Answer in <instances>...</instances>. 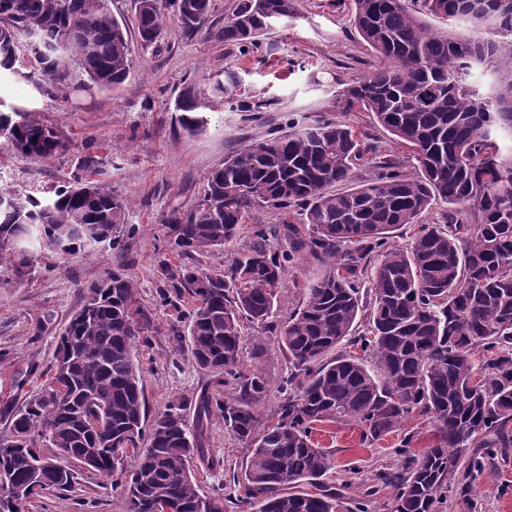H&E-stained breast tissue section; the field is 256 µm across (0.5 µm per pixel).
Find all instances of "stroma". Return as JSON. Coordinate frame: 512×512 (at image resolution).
<instances>
[{"mask_svg":"<svg viewBox=\"0 0 512 512\" xmlns=\"http://www.w3.org/2000/svg\"><path fill=\"white\" fill-rule=\"evenodd\" d=\"M296 13L260 44L242 52L239 46L200 33L184 35L168 24L161 41L136 53L123 84L111 90L53 97L45 86L5 73L0 75V103L27 111L43 124L59 128L66 150L52 158H36L0 148V192L46 199L51 188L77 174L80 161L92 154L100 161L101 178L130 199L120 246L63 263L38 245H30L33 278L18 282L7 263H0V439L10 434L12 409L38 393L54 360L57 339L80 309L83 291L108 273L120 270L135 283L138 321L144 331L137 360L149 415L179 399L194 401L216 388L213 373L196 367L187 352L177 351L175 332H186L189 298L163 303L158 273L170 260L167 210L190 208L205 175L239 147L287 132L289 123L339 121L364 132L371 150L352 171L353 184L373 177L384 160L412 173L415 161L397 146L360 108L347 109L345 89L368 77L377 59L354 25L352 0H294ZM233 75L230 94L213 96L203 131H183L174 112L175 99L188 85L212 86ZM322 264L302 258L289 264L285 284L272 317L273 327L247 325L242 344L245 370H260L269 382L255 410L269 416L282 398V381L291 371L275 324L284 321L304 299L306 285L319 277ZM429 416L413 414L396 432L362 444L354 424L323 422L313 437L332 457L327 484L348 501L367 500L369 512H383L390 489L382 474L400 469L402 439L419 452L433 439ZM202 455L192 462L204 494L224 490L236 494L251 449L212 414L198 429ZM440 512H512V457L486 468L476 484L470 508L448 500ZM24 512H126L120 490L88 470H80L72 491L47 493L30 500Z\"/></svg>","mask_w":512,"mask_h":512,"instance_id":"stroma-1","label":"stroma"}]
</instances>
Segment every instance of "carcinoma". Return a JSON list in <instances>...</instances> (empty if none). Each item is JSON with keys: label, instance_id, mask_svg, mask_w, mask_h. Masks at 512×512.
<instances>
[{"label": "carcinoma", "instance_id": "carcinoma-1", "mask_svg": "<svg viewBox=\"0 0 512 512\" xmlns=\"http://www.w3.org/2000/svg\"><path fill=\"white\" fill-rule=\"evenodd\" d=\"M355 27L381 61L344 91L347 106L371 113L417 162L411 175L390 163L367 183L348 186L364 160L365 134L315 122L242 146L213 169L192 207L164 214L167 246L181 258L161 264L165 287L188 295L193 363L224 375L237 400H196L198 422L219 411L224 427L254 444L244 497L200 493L191 469L202 452L186 403L153 419L136 362L143 328L134 320L133 281L114 271L84 290L82 307L59 336L40 394L15 410L0 440V512L14 485L26 499L69 489L71 463L86 448H112L126 480V512H367L350 506L322 478L332 458L312 433L324 421L354 423L373 443L419 411L436 440L418 453L401 449V470L386 512H437L447 499L469 501L491 460L512 448V0H353ZM137 38L111 14L109 0H0V70L66 90L111 89L127 77L135 42L156 44L169 20L187 36L205 33L257 44L293 0H238L224 27L208 25L212 0H134ZM433 17L448 29L428 25ZM493 77L480 93L473 73ZM205 93L186 88L175 100L182 128L205 126ZM0 145L53 157L62 132L0 108ZM72 181L45 201L0 193V262L31 278L26 245L36 239L63 261L118 242L130 200L95 179L87 155ZM448 223L418 224L407 248L387 246L394 229L417 224L435 202ZM297 208L299 221L257 228L227 271L183 262L260 223L265 209ZM285 241L278 252L273 241ZM302 257L324 265L299 309L279 327L293 370L285 397L266 420L254 405L268 390L262 373L242 370L243 321L267 325L285 266ZM364 331L359 333V326ZM361 356L332 355L344 341ZM53 448V457L42 453ZM104 457L92 471L118 469Z\"/></svg>", "mask_w": 512, "mask_h": 512}]
</instances>
